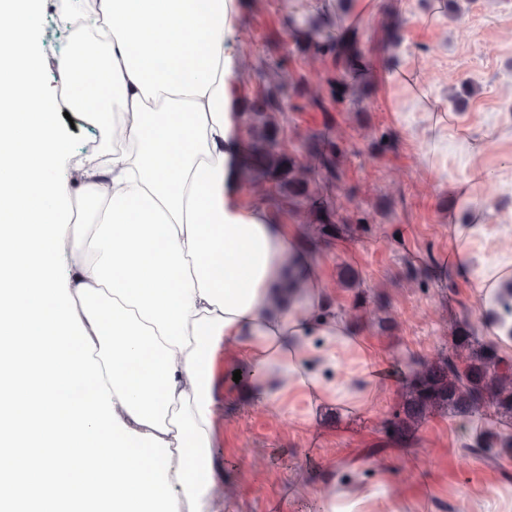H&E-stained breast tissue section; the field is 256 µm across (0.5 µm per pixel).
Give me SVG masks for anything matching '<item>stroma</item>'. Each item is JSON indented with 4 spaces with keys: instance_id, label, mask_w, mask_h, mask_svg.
Wrapping results in <instances>:
<instances>
[{
    "instance_id": "1",
    "label": "stroma",
    "mask_w": 512,
    "mask_h": 512,
    "mask_svg": "<svg viewBox=\"0 0 512 512\" xmlns=\"http://www.w3.org/2000/svg\"><path fill=\"white\" fill-rule=\"evenodd\" d=\"M237 3L249 40L233 62L243 95L229 111H243L244 96L268 87L257 73L264 61H284L288 74L319 89L333 63L300 51L306 35L288 26L313 14V0ZM460 7L452 14L442 0H353L348 12H331L337 26L356 29L372 72L363 103L333 115L345 186L331 200L347 231L312 250L310 266L325 283L329 310L391 373L341 403L312 405L289 392L277 416L245 392H226L223 512H323L329 500L364 494V512H383L388 498L400 512H512V454L471 448L491 417L436 413L402 442L387 431L407 363L447 353L457 324L469 323L479 341H496L512 361V339L492 336L488 304L472 286L512 250V0H461ZM60 16L59 0H42L32 44L45 64V90L59 102V132L77 156L103 146L105 136L101 126L66 116L58 54L69 31ZM465 80L469 96L455 99ZM433 112L448 115L436 140L427 131ZM463 129L482 139L479 154L462 149ZM475 169L484 179L465 205L450 185ZM473 218L484 219L486 231L466 242L463 278L453 269L454 233ZM346 265L358 270V287L342 283Z\"/></svg>"
}]
</instances>
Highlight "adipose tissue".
Masks as SVG:
<instances>
[{
  "mask_svg": "<svg viewBox=\"0 0 512 512\" xmlns=\"http://www.w3.org/2000/svg\"><path fill=\"white\" fill-rule=\"evenodd\" d=\"M39 9L0 0V346L30 337L41 369L0 354V384L21 398L0 413V463L32 467L0 483V504L217 512L214 346L235 351L250 396L275 412L292 387L344 398L303 362L355 345L300 237L241 200L245 150L226 110L237 0H93L59 67L108 147L72 165L30 43ZM74 185L93 209L73 210ZM68 233L80 258L62 276ZM83 436L104 450L89 480L70 471Z\"/></svg>",
  "mask_w": 512,
  "mask_h": 512,
  "instance_id": "ef3b65f1",
  "label": "adipose tissue"
}]
</instances>
